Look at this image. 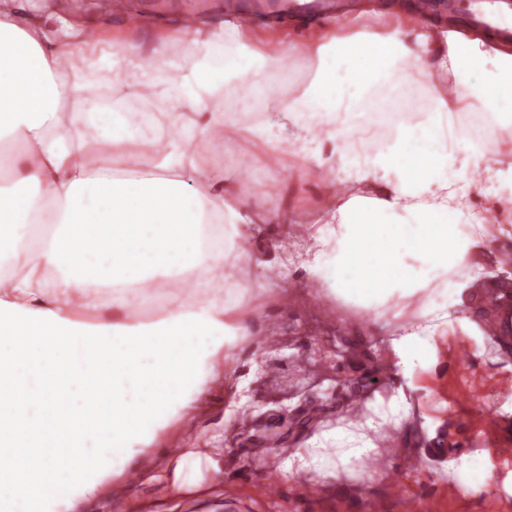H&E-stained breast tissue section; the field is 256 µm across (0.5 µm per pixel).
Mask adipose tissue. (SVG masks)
I'll return each mask as SVG.
<instances>
[{
	"label": "adipose tissue",
	"instance_id": "obj_1",
	"mask_svg": "<svg viewBox=\"0 0 512 512\" xmlns=\"http://www.w3.org/2000/svg\"><path fill=\"white\" fill-rule=\"evenodd\" d=\"M171 42L181 50L168 57ZM296 45L285 33L260 44L239 26L184 23L152 44L106 50L53 2L34 12L0 0V376L27 368L20 337L49 364L40 396L13 392V416L0 421L2 445L41 440L37 466L16 456L0 512L21 501L30 512H71L113 485L135 451L202 406L219 367H233L250 344L269 291L241 276L257 257L242 213L249 198L191 148L215 130L263 160L300 156L303 176L362 186L315 230L294 212L270 219L305 229V282L366 323L401 321L390 343L398 376L430 368L435 331L467 306L482 275L485 218L460 184L512 206V166L489 151L512 135V52L492 55L482 38L416 25L350 36L325 29L307 41L312 79L289 92ZM448 75L451 96L436 83ZM240 89L242 111L261 115L255 124L239 125L224 104ZM452 139L469 147L467 163L449 151ZM115 147L149 149L164 176L98 167L96 152ZM91 252L107 264L83 262ZM158 284L168 306L142 320ZM89 297L114 317L74 320L72 308ZM106 344L121 385L97 425V449L81 454L88 404L75 403L58 427L56 381L81 380L65 363L69 347ZM408 414L404 395L375 396L292 449L284 480L361 478L364 460L380 455ZM63 447L77 451L66 464Z\"/></svg>",
	"mask_w": 512,
	"mask_h": 512
}]
</instances>
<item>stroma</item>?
<instances>
[{
	"mask_svg": "<svg viewBox=\"0 0 512 512\" xmlns=\"http://www.w3.org/2000/svg\"><path fill=\"white\" fill-rule=\"evenodd\" d=\"M73 6L99 40L144 42L187 15L203 28H218L225 0H128L120 18L111 0H73ZM335 27L382 33L394 24L386 0H350ZM300 168L297 155L283 156L269 167L271 184L260 197L268 211L293 209L319 219L320 187ZM468 199L487 219L489 242L479 262L483 282L496 288L512 271L501 261L512 254V210L499 209L490 194L472 190ZM274 273L293 289L262 310L263 321L276 322L279 341L266 342L256 329L236 367L218 374L199 417L172 423L156 442L172 454L189 443L208 449L214 465L204 470L202 489L168 494L164 457L146 451L135 458L141 479L128 490L123 512H368L373 500L378 512H404L408 498L418 512H512V400L500 391L512 385V335L486 334L489 303L480 296L471 302L470 321L449 318L435 333L432 368L416 373L406 389L411 409L397 440L400 456L365 460L361 480L314 482L308 498L299 496L296 483L281 481L295 443L374 395H393L386 357L397 322L387 315L369 328L334 301L309 305L313 288L297 263ZM472 456L486 462L491 485L462 487L459 477Z\"/></svg>",
	"mask_w": 512,
	"mask_h": 512,
	"instance_id": "obj_1",
	"label": "stroma"
}]
</instances>
